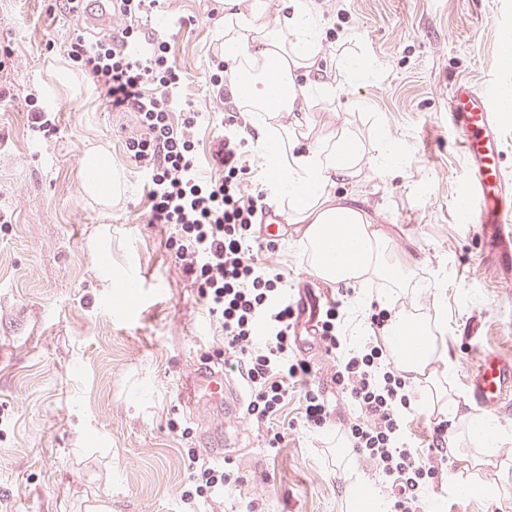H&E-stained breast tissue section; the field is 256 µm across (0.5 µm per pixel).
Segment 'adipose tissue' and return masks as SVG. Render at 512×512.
I'll return each instance as SVG.
<instances>
[{
    "instance_id": "obj_1",
    "label": "adipose tissue",
    "mask_w": 512,
    "mask_h": 512,
    "mask_svg": "<svg viewBox=\"0 0 512 512\" xmlns=\"http://www.w3.org/2000/svg\"><path fill=\"white\" fill-rule=\"evenodd\" d=\"M290 13L282 21L256 28L265 15V0H251L248 15L224 20L222 53L235 62L231 72L238 100L252 106L251 123L259 129L263 169L261 175L275 198L287 199L291 211L306 220L304 238L310 245L314 269L330 283L374 279L404 285L406 277L387 262V241L366 220L361 208L335 201L327 191L336 180L359 171L363 154L350 135L337 137L332 147L316 146L297 155H285L282 143L271 131L269 117L307 111L313 96L329 93L328 84L300 80L321 58L322 28L318 16L306 0H290ZM85 192L111 203L115 191L112 156L100 146L88 147L80 171ZM417 333L422 338L419 352H396L395 362L414 384L423 386L429 402L445 397L437 377V366L446 362L420 314L393 311L385 329L388 343Z\"/></svg>"
}]
</instances>
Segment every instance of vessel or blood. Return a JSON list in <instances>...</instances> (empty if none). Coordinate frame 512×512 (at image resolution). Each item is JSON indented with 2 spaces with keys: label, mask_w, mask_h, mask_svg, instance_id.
Returning <instances> with one entry per match:
<instances>
[{
  "label": "vessel or blood",
  "mask_w": 512,
  "mask_h": 512,
  "mask_svg": "<svg viewBox=\"0 0 512 512\" xmlns=\"http://www.w3.org/2000/svg\"><path fill=\"white\" fill-rule=\"evenodd\" d=\"M498 83L483 86L456 81L448 101V118L467 160L460 194L469 207V221L481 227L498 268L512 275V178L502 166V134L512 115L502 112ZM470 401L481 410L505 413L512 395V358L493 351L478 355L467 381ZM211 407L233 404L234 422L243 425L244 400L223 370L195 368L184 394L185 403Z\"/></svg>",
  "instance_id": "obj_1"
}]
</instances>
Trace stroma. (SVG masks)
<instances>
[{"mask_svg": "<svg viewBox=\"0 0 512 512\" xmlns=\"http://www.w3.org/2000/svg\"><path fill=\"white\" fill-rule=\"evenodd\" d=\"M249 0H164L174 24L171 55L183 75L185 100L202 109L198 152L208 157L220 120L206 107L224 35V16ZM323 30L322 77L334 91L315 97L300 123L277 121L299 148L326 145L339 133L359 139L366 162L337 182L333 197L356 200L389 243L405 286L385 280L355 284L349 334H371L366 303L432 315L439 348L448 353L441 383L462 412L472 405L467 380L475 354L512 357V281L483 256L475 229L461 224L456 193L466 175L458 137L448 125V91L463 76L496 80L505 62L502 23L512 0H311ZM76 27L45 0H0V43L15 50L9 77L16 94L0 105V512H87L90 500L112 512H180L186 480L182 453L217 441L243 474L242 483L205 512H241L260 498L265 512H350L355 483L381 488L382 478L353 456L340 433L302 426L303 398L291 388L273 424L284 442L269 452L252 424L236 429L223 412L191 416L177 398L178 376L224 347L202 301L184 281L160 225L145 221L147 188L123 145L136 130L133 114L102 105L90 77L71 68L63 49ZM373 59V70L344 82L336 63L348 54ZM38 87L58 111L56 133L35 137L23 97ZM404 157L394 174L371 162L380 135ZM104 146L120 195L104 204L86 195L80 166L89 145ZM298 215L277 251L266 254L289 288L309 287L327 301L338 286L314 271ZM139 278L144 300L131 314L111 310L113 274ZM499 440L491 465L467 467L451 456L430 482L427 499L446 512H512V415L494 417ZM466 452L475 445L445 409H415L408 441L427 452L433 429ZM190 428L192 439L181 436ZM480 481L459 493L456 481Z\"/></svg>", "mask_w": 512, "mask_h": 512, "instance_id": "stroma-1", "label": "stroma"}]
</instances>
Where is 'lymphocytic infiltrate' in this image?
<instances>
[{"label":"lymphocytic infiltrate","instance_id":"lymphocytic-infiltrate-1","mask_svg":"<svg viewBox=\"0 0 512 512\" xmlns=\"http://www.w3.org/2000/svg\"><path fill=\"white\" fill-rule=\"evenodd\" d=\"M160 2L111 0L113 29L77 32L65 55L91 76L108 109L134 113L137 132L126 139L125 151L148 188L149 221L176 228L171 241L175 262L224 334V365L242 375L250 391L248 419L268 427L266 446L275 450L284 435L270 425L291 384L303 386L302 423L313 431L330 426L335 410L329 395H341L353 412L339 429L351 452L381 475L391 512H424V489L448 461L447 441L443 427H435L438 462L433 465L404 434L416 397L381 343L389 310L371 303L373 336L357 344L343 328L347 298L327 302L314 333L332 366L328 384L315 383L313 364L295 354L299 310L280 270L262 257L275 247L256 234L268 195L261 189L245 190L251 173L248 140L230 92V73L219 63L209 76L224 127L211 147L222 176L212 179L196 149L199 112L176 100L183 76L170 56L169 35L143 24ZM182 459L187 477L179 498L184 512H198L201 504L242 481L230 466L206 463L196 449H187Z\"/></svg>","mask_w":512,"mask_h":512}]
</instances>
